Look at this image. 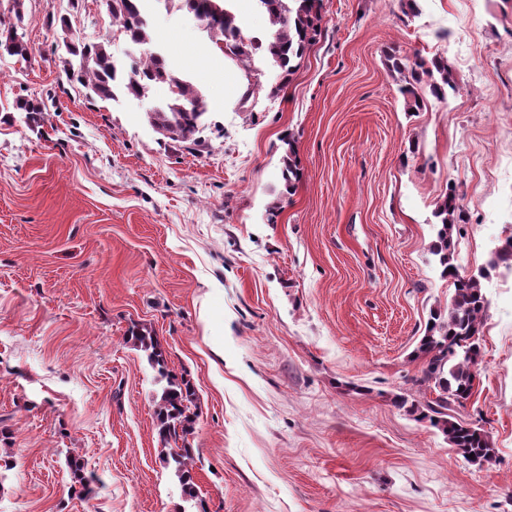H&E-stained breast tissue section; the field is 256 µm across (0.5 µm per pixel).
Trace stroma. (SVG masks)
<instances>
[{
    "mask_svg": "<svg viewBox=\"0 0 512 512\" xmlns=\"http://www.w3.org/2000/svg\"><path fill=\"white\" fill-rule=\"evenodd\" d=\"M419 5L320 0L295 73L256 55L243 100L166 0L136 47L104 0H26L33 55L0 54V512H193L162 460L136 328L194 386L208 512H512V290L488 285L460 410L492 464L393 402L415 397L420 339L454 292L430 253L449 185L467 214L460 274L512 234V0ZM104 37L121 65L158 51L191 80L212 71L198 144L149 123L166 85L103 100L69 80L65 42ZM440 56L456 91L440 102L417 85L409 110L390 58ZM21 99L41 102L37 121Z\"/></svg>",
    "mask_w": 512,
    "mask_h": 512,
    "instance_id": "stroma-1",
    "label": "stroma"
}]
</instances>
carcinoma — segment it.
<instances>
[{"mask_svg":"<svg viewBox=\"0 0 512 512\" xmlns=\"http://www.w3.org/2000/svg\"><path fill=\"white\" fill-rule=\"evenodd\" d=\"M9 20L0 18V51L23 61L31 55L25 40V0H8ZM181 6L195 15L212 18L207 33L213 45L241 69L248 72L254 56L262 53L281 70L284 76L294 73L297 61L321 35L316 0H255L269 17L272 34L268 40L245 38L239 21L230 7V0H178ZM106 7L117 26L134 44H147L152 33L147 18L141 10V0H106ZM67 53L79 58V65L70 71V79L78 82L100 99L109 100L119 90L128 95H143L150 86L163 83L170 89L166 105L156 109L151 120L171 140L197 144L202 132L201 117L206 103L200 91L189 81L179 77L169 68L164 56L151 54L122 73L112 57L111 43L105 39L92 44H66ZM392 68L410 74L411 82L405 93L415 96L414 85L426 81L430 94L444 100L448 91L456 90V83L448 62L442 58L431 65L419 59L409 61L395 58ZM435 216L439 218L433 254L438 256L441 275L450 281L454 293L448 304L447 314L434 316L420 340L418 351L424 356L419 376L414 379L421 400L399 404L410 405L409 412L419 421H426L439 430L451 447L465 459L474 463H490L493 448L489 436L478 424L460 417L458 408L464 406L473 393L481 364L478 339L489 307L482 280L486 273L480 271L462 276L457 271L452 250L456 224L465 221L456 186L448 185V196L439 205ZM492 269L503 267L512 271V236L500 242L489 263ZM128 340L147 353L148 361L164 382L157 397L156 415L158 437L168 449L166 461L174 465L175 473L188 491L195 496L190 472L191 449L184 444L193 423L191 406L195 391L188 379L176 377L167 370L164 352L150 332L136 330Z\"/></svg>","mask_w":512,"mask_h":512,"instance_id":"carcinoma-1","label":"carcinoma"}]
</instances>
